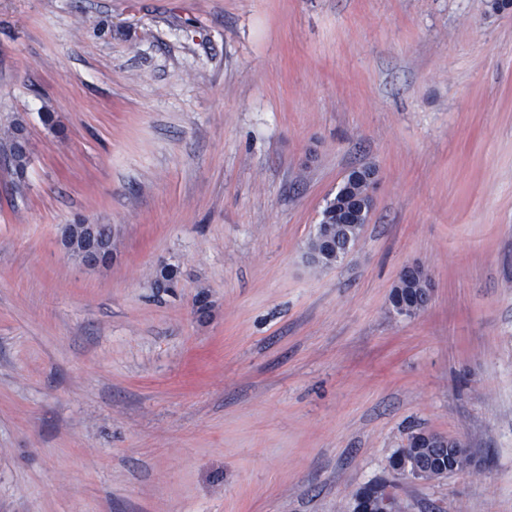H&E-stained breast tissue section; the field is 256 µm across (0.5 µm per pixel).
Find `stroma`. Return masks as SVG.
<instances>
[{
	"label": "stroma",
	"instance_id": "1",
	"mask_svg": "<svg viewBox=\"0 0 512 512\" xmlns=\"http://www.w3.org/2000/svg\"><path fill=\"white\" fill-rule=\"evenodd\" d=\"M364 165L356 248L309 265ZM67 224L110 225L112 264ZM409 264L434 292L400 319ZM417 429L470 467L394 475ZM370 481L512 512V11L0 0V512H349ZM11 151L13 158L14 174L19 183L24 182L26 172L30 165V157L28 152V140L26 135V127L21 121H15L11 127ZM18 135V136H17ZM20 137L21 142L16 143L13 138ZM378 183L375 168L362 166L351 169L338 187L335 199H330L325 211L321 214L322 224H316L315 232L309 241L305 257L308 263L322 266V259L343 261L352 253L360 238V233L350 237L342 251L336 250L332 237L327 233L330 224H335L333 238L341 246L353 232L350 225L367 223L373 209L374 189ZM101 224H67L62 237L63 250L76 256L80 263L88 269H97L112 263V231L105 225L108 240L100 233ZM433 291L431 277L422 266H407L392 289L390 308L400 318H413L428 307Z\"/></svg>",
	"mask_w": 512,
	"mask_h": 512
}]
</instances>
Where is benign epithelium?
I'll list each match as a JSON object with an SVG mask.
<instances>
[{
	"label": "benign epithelium",
	"mask_w": 512,
	"mask_h": 512,
	"mask_svg": "<svg viewBox=\"0 0 512 512\" xmlns=\"http://www.w3.org/2000/svg\"><path fill=\"white\" fill-rule=\"evenodd\" d=\"M378 183L375 168L351 169L338 187L336 197L329 200L316 225L305 257L308 263L320 266L322 261H343L352 253L359 236L348 239L345 248L336 250L327 228L332 224H365L373 209L374 189ZM63 250L76 256L88 269L112 263V241L100 233L98 224H68L62 237ZM433 283L420 265L402 269L390 295V308L400 318L408 319L425 310L433 295ZM463 465L469 460L465 446L446 435L418 430L410 433L401 447L391 454L392 470L412 483H430L447 474L448 460ZM352 512H402L400 501L385 483L369 482L352 494Z\"/></svg>",
	"instance_id": "obj_1"
}]
</instances>
